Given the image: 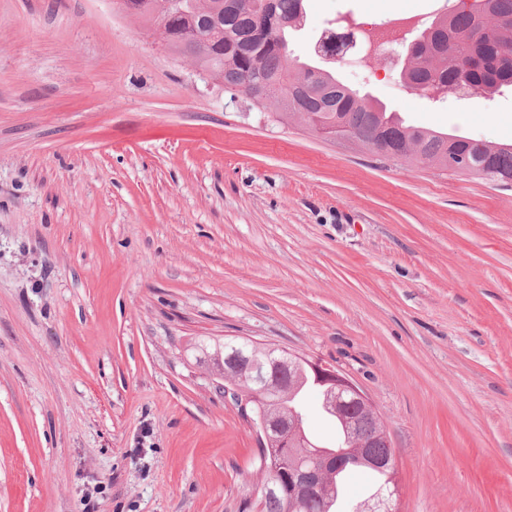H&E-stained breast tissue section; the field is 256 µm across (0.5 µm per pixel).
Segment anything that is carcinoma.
I'll list each match as a JSON object with an SVG mask.
<instances>
[{"label": "carcinoma", "instance_id": "obj_1", "mask_svg": "<svg viewBox=\"0 0 512 512\" xmlns=\"http://www.w3.org/2000/svg\"><path fill=\"white\" fill-rule=\"evenodd\" d=\"M156 0H121V12L155 24ZM306 0H176L162 45L212 73L227 91L251 75L261 85L256 104L275 109L277 121L296 120L311 132L344 125L357 143L395 161L427 163L440 171L512 184V143L409 127L385 106L341 82L319 63L293 65L288 34L306 14ZM290 24L284 25L282 21ZM416 43L408 62L411 82L424 89L468 87L476 93L512 90V61L495 48L512 44V0H474L453 16L442 15ZM484 62L475 72L470 63ZM260 512H285L284 493L260 496Z\"/></svg>", "mask_w": 512, "mask_h": 512}]
</instances>
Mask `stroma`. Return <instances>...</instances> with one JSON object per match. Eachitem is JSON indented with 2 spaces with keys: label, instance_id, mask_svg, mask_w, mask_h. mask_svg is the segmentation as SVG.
Masks as SVG:
<instances>
[{
  "label": "stroma",
  "instance_id": "obj_1",
  "mask_svg": "<svg viewBox=\"0 0 512 512\" xmlns=\"http://www.w3.org/2000/svg\"><path fill=\"white\" fill-rule=\"evenodd\" d=\"M438 0H308L336 20ZM406 125L512 141V97L406 94ZM334 366L381 414L401 512H512V187L280 124L113 0H0V512H242L258 441L206 345Z\"/></svg>",
  "mask_w": 512,
  "mask_h": 512
}]
</instances>
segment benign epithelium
Masks as SVG:
<instances>
[{
	"mask_svg": "<svg viewBox=\"0 0 512 512\" xmlns=\"http://www.w3.org/2000/svg\"><path fill=\"white\" fill-rule=\"evenodd\" d=\"M220 384L225 394L237 398L242 407L251 402L264 404L258 421L253 423L260 446L286 448L288 458L273 466L270 483L264 488L268 494L281 490L280 473L288 472L286 501L289 512H302L306 500L312 495L327 491L332 486L336 472L353 460L395 468L391 458L375 457L371 445L360 439L359 418L352 416V407L361 415L381 422L372 401L347 375L333 366L312 362L290 350L276 352L258 345L252 349L231 347L225 357ZM285 371L288 378L275 383L268 379L266 370ZM310 372L325 386L323 409L335 416L346 427V447L336 451L312 444L304 435L300 415L285 400L297 388L299 377ZM399 485L394 483L370 502H360L355 512H399Z\"/></svg>",
	"mask_w": 512,
	"mask_h": 512,
	"instance_id": "7a95c632",
	"label": "benign epithelium"
}]
</instances>
